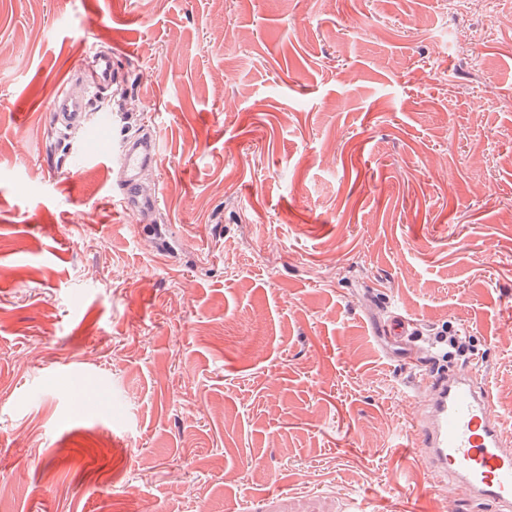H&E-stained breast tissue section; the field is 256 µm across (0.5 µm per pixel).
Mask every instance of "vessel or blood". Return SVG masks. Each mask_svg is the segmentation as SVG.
<instances>
[{"mask_svg":"<svg viewBox=\"0 0 512 512\" xmlns=\"http://www.w3.org/2000/svg\"><path fill=\"white\" fill-rule=\"evenodd\" d=\"M51 117L59 129L85 132L86 145L71 157V168L99 158L97 136L100 129L110 127L109 113H99L95 125H87L83 100L63 96L54 102ZM158 152L159 143L152 133L124 143L116 152L119 203L124 208L149 214L159 207V195L142 194L138 183L140 171L155 162ZM392 310L393 318L381 331L399 344L408 334V320L400 304H393ZM417 386L428 394L426 405L398 436L399 447L413 454L433 486L448 484L495 512H512V428L505 427L494 413L482 365H472L462 375H422Z\"/></svg>","mask_w":512,"mask_h":512,"instance_id":"obj_1","label":"vessel or blood"}]
</instances>
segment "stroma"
<instances>
[{
  "label": "stroma",
  "instance_id": "35a3bbf8",
  "mask_svg": "<svg viewBox=\"0 0 512 512\" xmlns=\"http://www.w3.org/2000/svg\"><path fill=\"white\" fill-rule=\"evenodd\" d=\"M510 10L0 0V512H480L395 447L420 347L376 334L466 335L430 373L512 423ZM93 49L149 223L51 122ZM158 152L159 143L154 133L137 141L126 142L116 152L114 163L119 169V203L124 208L150 214L159 207V194H142L138 183L140 171L145 165L156 161ZM392 310L394 313L393 318L389 323L381 327V331L385 337L399 345L406 339V336H408V324L409 321L413 322V320L406 316L408 314L405 313L399 303H394ZM407 319H409V321Z\"/></svg>",
  "mask_w": 512,
  "mask_h": 512
}]
</instances>
